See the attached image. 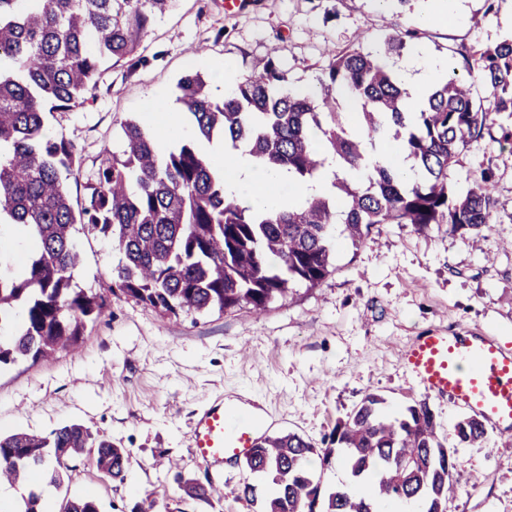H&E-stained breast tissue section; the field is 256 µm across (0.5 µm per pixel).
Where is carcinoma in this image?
<instances>
[{"mask_svg":"<svg viewBox=\"0 0 512 512\" xmlns=\"http://www.w3.org/2000/svg\"><path fill=\"white\" fill-rule=\"evenodd\" d=\"M172 0H0V216L23 226L31 250L17 270L0 273V324L23 305L16 334L0 343V367L36 362L75 347L84 323L107 312L105 300L72 287L81 261L75 225L110 241L120 254L112 285L123 294L178 315L248 306L263 311L298 286L318 287L335 267L338 240L356 247L377 224H433L450 233H474L490 223L495 208L482 172L466 193L448 192V169L457 154L483 137L494 115L512 116V40L480 54L476 80L494 90L492 108L475 103L466 83L447 80L407 112L409 93L378 55L353 49L334 59L323 93L298 95L273 66L240 83L221 103L210 99L196 72L178 82V101L196 135L245 148L269 169L288 168L301 179L325 166L312 144L317 134L339 163L336 196L300 206L231 196L213 160L195 139L161 151L135 121L121 124L124 149L106 156L87 185L86 204L74 210L68 177L81 173L75 146L51 136L44 107L72 110L95 85L108 58L132 56L154 17ZM341 88L359 112L336 111ZM404 143L416 179L407 182L376 164L365 182L347 178L367 165L386 129ZM377 393L366 394L324 439L322 464L337 456L350 484L324 490L309 468L315 445L296 433L261 440L246 459L249 472L273 486L258 496L246 482L240 498L261 512H379L383 503L417 502L422 512H444L453 488L454 454L426 399L388 415ZM459 444L481 447L486 429L473 417L455 425ZM92 433L78 423L48 435L0 436V479L15 484L38 473L61 483L68 461L82 454ZM96 470L124 481L129 457L101 440ZM192 499L207 500L210 483L174 473ZM63 512H99L88 497L66 501Z\"/></svg>","mask_w":512,"mask_h":512,"instance_id":"1","label":"carcinoma"}]
</instances>
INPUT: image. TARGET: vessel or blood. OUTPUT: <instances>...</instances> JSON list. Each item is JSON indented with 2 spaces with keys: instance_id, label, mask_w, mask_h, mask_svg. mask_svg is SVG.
Returning a JSON list of instances; mask_svg holds the SVG:
<instances>
[{
  "instance_id": "1",
  "label": "vessel or blood",
  "mask_w": 512,
  "mask_h": 512,
  "mask_svg": "<svg viewBox=\"0 0 512 512\" xmlns=\"http://www.w3.org/2000/svg\"><path fill=\"white\" fill-rule=\"evenodd\" d=\"M401 360L427 391L447 398L493 428H512V350L496 340L426 329L402 351ZM263 425L238 400L213 402L196 417L191 446L208 469L248 456Z\"/></svg>"
}]
</instances>
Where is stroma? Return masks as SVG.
Wrapping results in <instances>:
<instances>
[{
	"label": "stroma",
	"instance_id": "obj_1",
	"mask_svg": "<svg viewBox=\"0 0 512 512\" xmlns=\"http://www.w3.org/2000/svg\"><path fill=\"white\" fill-rule=\"evenodd\" d=\"M430 0H248L228 11L224 0H175L156 17L137 52L109 66L95 89L68 112L47 116L52 136L70 141L84 164L70 187L82 198L106 153L122 150L128 119L151 128L153 98L180 111L176 84L187 72L213 77L228 62L238 79L267 64L292 89L313 90L336 55L375 51L386 36L410 32L391 70L418 53L444 60L450 76L469 80L476 51L512 39V0H450L447 25L426 24ZM512 117L500 115L490 133L463 149L448 186L464 192L492 169L493 220L471 235L447 228L416 231L379 224L367 244H339L335 273L319 287L295 288L263 313L167 316L111 293L118 261L110 242L78 229L82 261L74 287L106 295L105 316L86 322L72 351L0 368V432L49 434L69 422L89 428L129 455L124 481L103 477L92 453L70 460L61 484L42 475L37 488L45 512L66 499L88 496L101 512H136L145 498L157 512H255L238 489L251 475L244 463L224 468L219 495L188 498L174 470L208 481L189 446L197 411L217 396L256 407L269 433L294 432L322 446L336 422L370 392L387 412L429 399L458 466L446 512H512V440L488 430L483 447H464L454 426L465 412L428 397L400 353L427 328L479 330L512 346Z\"/></svg>",
	"mask_w": 512,
	"mask_h": 512
}]
</instances>
